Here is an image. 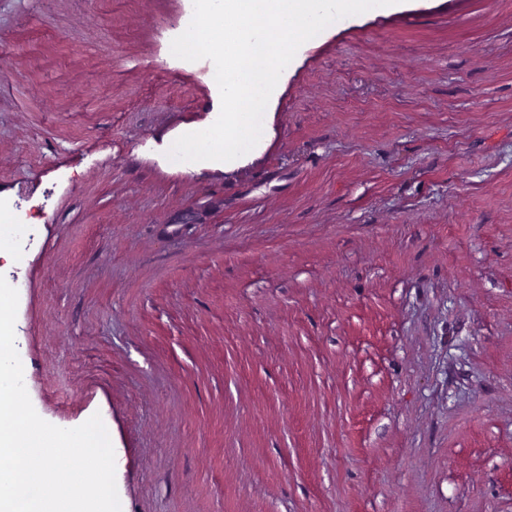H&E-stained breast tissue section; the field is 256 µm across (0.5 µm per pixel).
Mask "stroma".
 Returning a JSON list of instances; mask_svg holds the SVG:
<instances>
[{
  "label": "stroma",
  "mask_w": 512,
  "mask_h": 512,
  "mask_svg": "<svg viewBox=\"0 0 512 512\" xmlns=\"http://www.w3.org/2000/svg\"><path fill=\"white\" fill-rule=\"evenodd\" d=\"M192 16L0 0L35 410L101 416L121 512H512V0L337 21L250 152L180 167L220 112Z\"/></svg>",
  "instance_id": "stroma-1"
}]
</instances>
